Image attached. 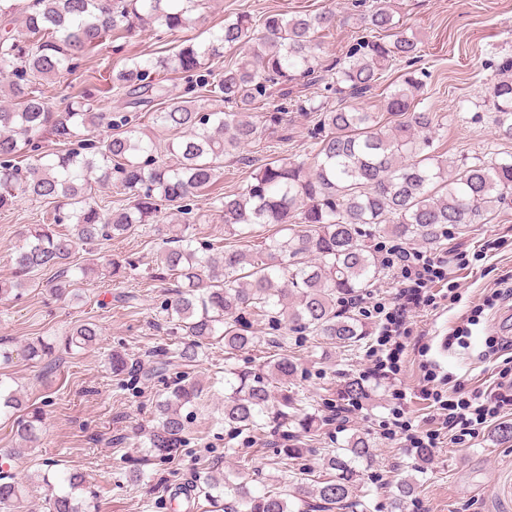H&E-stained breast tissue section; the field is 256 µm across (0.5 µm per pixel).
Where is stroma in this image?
I'll use <instances>...</instances> for the list:
<instances>
[{"label":"stroma","instance_id":"obj_1","mask_svg":"<svg viewBox=\"0 0 512 512\" xmlns=\"http://www.w3.org/2000/svg\"><path fill=\"white\" fill-rule=\"evenodd\" d=\"M397 6L401 21L420 39L414 70L423 74L425 103L439 118L435 152L470 161L512 155V141L495 133L490 97L503 63L512 60V0H397ZM370 7L369 0H209L195 29L161 37L149 29L119 48L103 44L75 72L41 82L40 89L53 106H64L77 90L103 88L104 66L118 67L131 57L165 55L188 40L205 41L226 18L242 11L260 16L334 10L335 21L322 37V57L330 64L361 35L360 17ZM312 128L310 119L289 113L278 133L262 134L244 154L253 160L281 152L312 156ZM49 210L48 204L23 195L12 210L0 212V277L11 274L12 257L23 243L26 225ZM162 230L159 224H139L125 237L76 248L77 264L103 254L137 263L120 279L95 275L82 284L80 299H53L50 288L56 275L50 270L35 276L21 300L0 299V340L13 352L12 362L0 366V379L21 389L44 417L40 439L28 450L22 449L11 420L0 417V475L22 481L38 470L48 474L53 493L60 495L67 490L63 475L81 473L95 512H173L175 494L185 490L191 493L194 512H214L197 487L200 472L208 468L234 471L255 488L295 485V474L284 470L276 458L278 427L270 425L252 435L225 427L219 386L204 394L199 404L183 408L187 442L171 459L145 455L141 442L154 425L155 399L176 372L171 369L134 382L113 374L111 356L126 354L146 371L157 363L153 347L163 344L174 350L182 342L166 333L160 311L173 282L150 278ZM457 249L480 251L484 257L457 272L458 303L444 301L438 309L414 314L399 375L406 391H413L431 368L447 377L451 391L497 389L496 363L486 359V343L505 333L512 307L486 310L482 304L503 279L512 278V205L484 223L452 230L437 251ZM84 322L101 329L92 346L73 355L55 349L46 363L26 357L28 342L60 341ZM249 324L258 339L256 348L229 359L223 345H211L195 371L205 379H220L228 366L258 369L277 353L294 356L298 372L293 388L305 411L320 420L316 431L298 438L299 447L306 450L303 463L309 479L322 477L324 458L345 437L362 432L373 441L376 454L364 473L362 499L368 512H390L398 485L408 475L417 489L405 503V512H512V446L496 441L493 423L479 426L463 443L441 444L429 461L419 462L407 456L399 442L381 435L380 423L393 406L383 382L372 381L371 401L349 421L330 418L331 407L341 402L344 380L367 371L369 341L347 352L318 336L292 335L284 348L277 349L272 345L276 333L266 321L253 317ZM466 324L472 331L466 345L453 343L454 330Z\"/></svg>","mask_w":512,"mask_h":512}]
</instances>
